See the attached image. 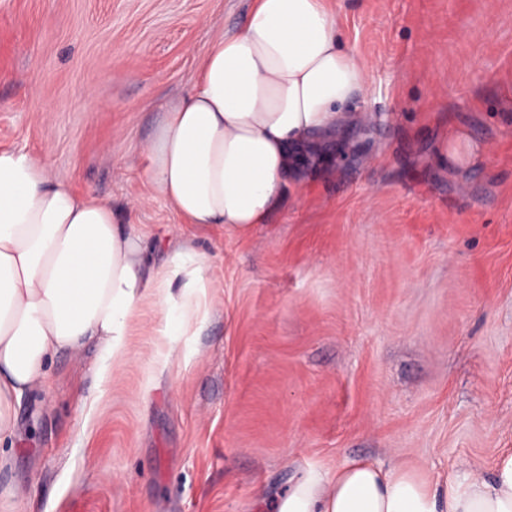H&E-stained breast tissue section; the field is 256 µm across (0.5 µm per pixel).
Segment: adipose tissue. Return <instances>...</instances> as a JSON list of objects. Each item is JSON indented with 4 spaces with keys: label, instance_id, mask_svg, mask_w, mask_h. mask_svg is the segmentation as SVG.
Returning a JSON list of instances; mask_svg holds the SVG:
<instances>
[{
    "label": "adipose tissue",
    "instance_id": "obj_1",
    "mask_svg": "<svg viewBox=\"0 0 512 512\" xmlns=\"http://www.w3.org/2000/svg\"><path fill=\"white\" fill-rule=\"evenodd\" d=\"M364 86L328 0H251L238 32L214 38L191 93L169 104L137 146L154 193L185 223L241 233L268 223L287 188L304 189L301 160L319 137L355 122L343 107ZM184 278L204 292V260L190 250L155 265L146 237L109 204L53 176L43 157L0 151V444L20 431L17 409L42 391L57 355L96 345L121 363L146 297L181 317ZM276 512H512V453L491 478L425 480L403 467L351 461L333 474L306 464Z\"/></svg>",
    "mask_w": 512,
    "mask_h": 512
}]
</instances>
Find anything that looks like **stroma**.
<instances>
[{
    "label": "stroma",
    "instance_id": "obj_1",
    "mask_svg": "<svg viewBox=\"0 0 512 512\" xmlns=\"http://www.w3.org/2000/svg\"><path fill=\"white\" fill-rule=\"evenodd\" d=\"M331 5L366 119L242 236L180 223L126 161L250 0H0V148L143 225L157 263L207 264L200 313L146 298L126 362L53 360L0 512H269L308 462L443 481L512 449V0Z\"/></svg>",
    "mask_w": 512,
    "mask_h": 512
}]
</instances>
